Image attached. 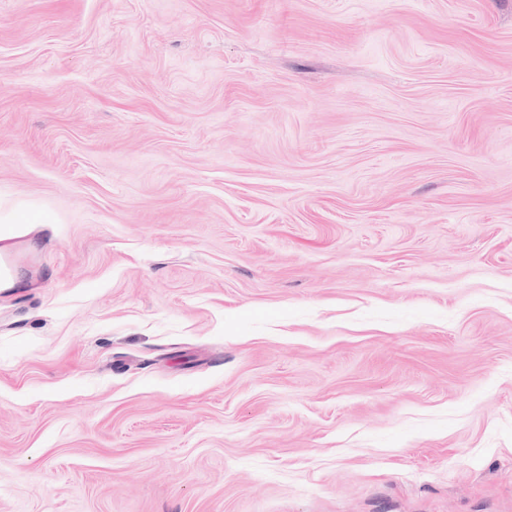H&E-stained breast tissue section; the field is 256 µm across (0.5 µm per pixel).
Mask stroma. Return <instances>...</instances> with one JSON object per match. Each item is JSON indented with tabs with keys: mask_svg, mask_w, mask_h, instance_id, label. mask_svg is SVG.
Returning a JSON list of instances; mask_svg holds the SVG:
<instances>
[{
	"mask_svg": "<svg viewBox=\"0 0 512 512\" xmlns=\"http://www.w3.org/2000/svg\"><path fill=\"white\" fill-rule=\"evenodd\" d=\"M0 512H512V0H0Z\"/></svg>",
	"mask_w": 512,
	"mask_h": 512,
	"instance_id": "obj_1",
	"label": "stroma"
}]
</instances>
